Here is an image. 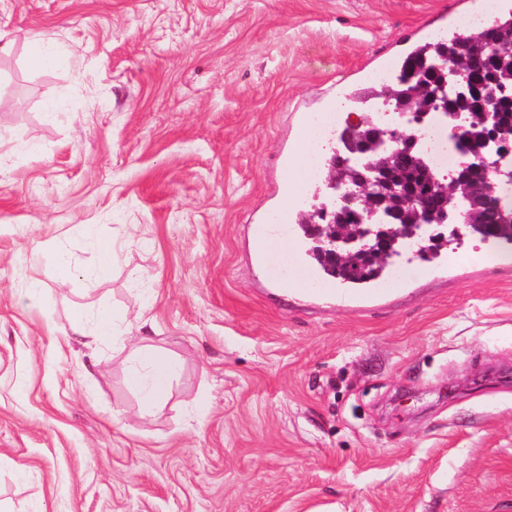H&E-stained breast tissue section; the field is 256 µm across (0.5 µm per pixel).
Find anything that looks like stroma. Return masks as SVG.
<instances>
[{
  "label": "stroma",
  "instance_id": "obj_1",
  "mask_svg": "<svg viewBox=\"0 0 512 512\" xmlns=\"http://www.w3.org/2000/svg\"><path fill=\"white\" fill-rule=\"evenodd\" d=\"M482 4L0 0V512H512V250L325 303L272 289L248 230L307 206L298 130ZM112 306L143 323L71 337ZM141 346L178 364L143 417ZM301 168V167H300ZM300 168L293 171L289 177L285 179V198L293 197L302 181L304 182H312L318 179L320 175V164L315 155L311 154L310 158L303 164L301 169V178H300ZM97 249L100 253L99 262L84 274L91 282L107 277L112 270V264L118 259V251L112 242L98 243Z\"/></svg>",
  "mask_w": 512,
  "mask_h": 512
}]
</instances>
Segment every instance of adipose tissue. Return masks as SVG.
<instances>
[{"mask_svg": "<svg viewBox=\"0 0 512 512\" xmlns=\"http://www.w3.org/2000/svg\"><path fill=\"white\" fill-rule=\"evenodd\" d=\"M128 321L127 312L121 309L102 308L93 314L81 310L74 316L73 331L95 342L113 336L115 327ZM176 372L177 364L172 358L143 348L129 370L127 382L140 396L143 408L149 409L166 399Z\"/></svg>", "mask_w": 512, "mask_h": 512, "instance_id": "ef3b65f1", "label": "adipose tissue"}]
</instances>
